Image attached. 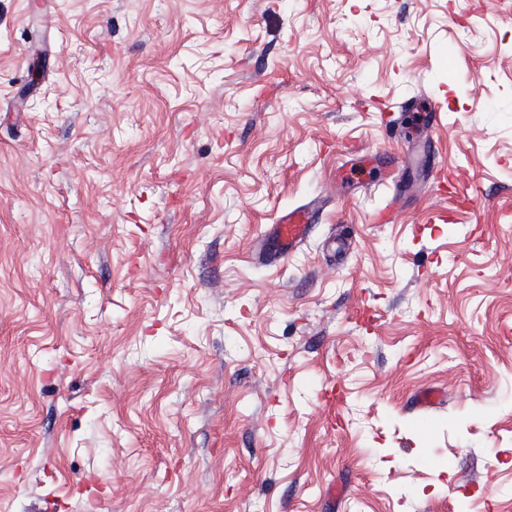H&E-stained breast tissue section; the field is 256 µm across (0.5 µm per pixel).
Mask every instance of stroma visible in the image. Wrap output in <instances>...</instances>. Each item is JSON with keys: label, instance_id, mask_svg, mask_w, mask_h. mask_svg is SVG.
<instances>
[{"label": "stroma", "instance_id": "35a3bbf8", "mask_svg": "<svg viewBox=\"0 0 512 512\" xmlns=\"http://www.w3.org/2000/svg\"><path fill=\"white\" fill-rule=\"evenodd\" d=\"M0 512H512V0H0ZM276 224L280 251L292 253L310 234L312 224L307 210H291L283 212Z\"/></svg>", "mask_w": 512, "mask_h": 512}]
</instances>
